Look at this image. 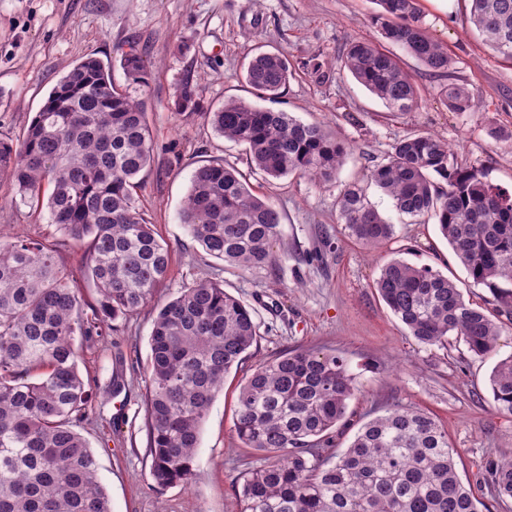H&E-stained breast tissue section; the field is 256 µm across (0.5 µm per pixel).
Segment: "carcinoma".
Returning <instances> with one entry per match:
<instances>
[{
  "instance_id": "carcinoma-1",
  "label": "carcinoma",
  "mask_w": 512,
  "mask_h": 512,
  "mask_svg": "<svg viewBox=\"0 0 512 512\" xmlns=\"http://www.w3.org/2000/svg\"><path fill=\"white\" fill-rule=\"evenodd\" d=\"M382 37L434 73L454 65L423 27L419 0H374ZM470 22L499 55L512 59V0H469ZM120 64L132 84L150 76L145 51L130 46ZM341 67L395 112L421 101L419 87L381 45L355 41ZM292 70L280 52H259L245 81L260 100H275ZM448 109L469 112L477 94L448 83ZM180 113L204 116L219 136L246 146L251 167L269 180L298 174L336 178L349 144L282 110L228 99L203 110L196 88L181 85ZM153 162L143 104L112 79V66L86 57L52 87L18 142L0 140V180L32 211L47 210L57 234L80 245L88 302L58 263L57 244L0 231V512H111L98 463L77 428L94 410L78 370L84 350L104 340L112 321L136 314L168 277L171 252L145 217L136 191ZM369 179L395 209L437 220L439 231L477 285L512 304V192L476 167L458 164L435 135L398 139ZM48 197L41 196L44 185ZM348 236L371 247L392 238L391 224L349 185L337 201ZM181 223L206 254L242 272L273 268L280 211L256 195L233 167L199 165ZM375 288L419 342L462 339L489 354L501 326L466 301L455 282L427 265L392 258ZM91 312H86L85 308ZM252 309L207 278H195L158 309L150 336L146 422L151 478L188 485L202 423L224 376L256 342ZM499 412L512 415V356L489 377ZM354 397L345 360L295 349L257 365L237 398L234 429L244 447L263 453L236 481L239 512H480L461 481L448 433L427 412L393 405L364 422L335 461L336 426ZM491 494L512 498V459L489 466Z\"/></svg>"
}]
</instances>
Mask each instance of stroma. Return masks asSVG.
<instances>
[{"mask_svg":"<svg viewBox=\"0 0 512 512\" xmlns=\"http://www.w3.org/2000/svg\"><path fill=\"white\" fill-rule=\"evenodd\" d=\"M420 8L428 33L447 46L455 65L436 74L402 56L423 98L412 111L394 112L339 71L347 44L381 39L370 19L374 0H0V139L19 140L57 80L89 55L111 63L115 84L143 103L152 132L154 159L138 195L171 251L170 272L153 304L117 319L112 335L78 364L100 390L96 412L80 432L96 456L112 512H235V481L254 457L234 430L238 387L258 363L298 348L341 355L355 378V395L336 429L337 449L348 446L372 412L390 405L423 409L447 430L462 481L489 512H512V499L495 500L485 482L489 461L512 458V416L496 411L489 388L495 364L512 356V306L473 283L435 220L416 223L398 214L367 182L398 139L430 132L448 143L459 164L484 169L493 184L512 189V61L473 31L467 0H420ZM132 45L143 47L150 61L144 89L128 85L120 67L122 51ZM260 50L287 54L292 67L272 109L349 143L336 180L318 185L292 174L267 183L251 171L243 145L216 135L201 116L175 112L174 93L184 81L207 107L229 98L252 101L244 67ZM451 81L474 89L475 111L449 110L444 89ZM209 161L246 174L253 191L280 210L274 270L225 266L181 223L192 175ZM353 183L365 186L368 200L394 226L393 238L379 248L348 237L337 222L336 200ZM11 196L1 182L5 233L52 234L47 214H30ZM393 258L431 266L454 280L465 299L488 309L502 326L493 351L478 358L459 341L442 348L410 336L375 288ZM201 276L253 309L259 336L202 424L193 482L160 489L150 476L145 419L154 307ZM114 379L125 384L115 395L107 391ZM118 410L123 418L117 422Z\"/></svg>","mask_w":512,"mask_h":512,"instance_id":"obj_1","label":"stroma"}]
</instances>
